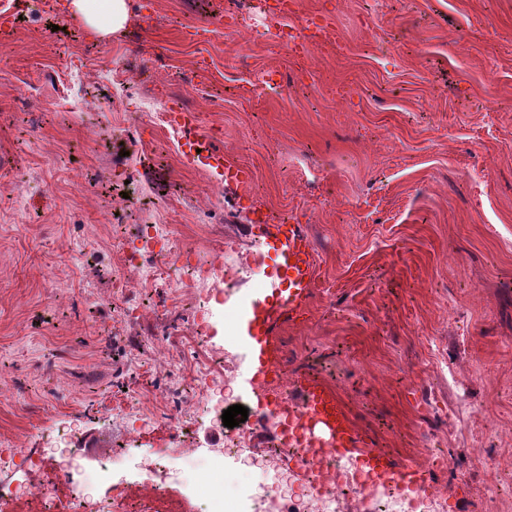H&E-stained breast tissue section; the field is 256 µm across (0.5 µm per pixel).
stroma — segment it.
Instances as JSON below:
<instances>
[{
	"label": "stroma",
	"mask_w": 512,
	"mask_h": 512,
	"mask_svg": "<svg viewBox=\"0 0 512 512\" xmlns=\"http://www.w3.org/2000/svg\"><path fill=\"white\" fill-rule=\"evenodd\" d=\"M128 4L125 28L101 34L66 0L21 23L18 0H0V443L36 453L70 426L92 465L123 433L112 408L128 383L156 412L178 409L171 371L195 367V294L171 311L172 280L148 287L124 268L115 227L174 225L209 260L228 241L259 250L243 303L273 265L253 202L293 211L319 245L316 286L277 331L292 383L320 382L370 448L414 468L427 425L408 374L443 403L456 376L476 411L437 425L450 464L430 482L452 490L449 512H485L494 485L512 493V0H296L297 19L330 29L302 57L263 36L256 4L221 31L208 23L224 0ZM72 62L105 104L95 125L52 109ZM114 66L150 72L139 96L191 103L207 88L203 145L250 185L216 190L213 168L183 163L178 134L110 104L100 75ZM263 73L293 82L255 108ZM88 244L96 262L78 257ZM136 454L125 491L139 512H197L181 486L159 500L138 484L153 458L189 456L169 426Z\"/></svg>",
	"instance_id": "35a3bbf8"
}]
</instances>
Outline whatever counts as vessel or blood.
<instances>
[{"mask_svg":"<svg viewBox=\"0 0 512 512\" xmlns=\"http://www.w3.org/2000/svg\"><path fill=\"white\" fill-rule=\"evenodd\" d=\"M209 165L218 175L232 179L239 186L247 185L251 174L239 164L213 154ZM257 222L263 223L267 246L277 264L270 274V284L262 297L245 305L239 317V330L249 347L251 376L247 381L250 393H257L274 365L280 364L282 352L277 345L275 330L279 324L292 320L315 286L316 252L314 242L302 225L292 223L270 224L264 213H257ZM297 400L311 415L314 436L335 445L336 449L351 452L366 444L364 436L356 431L341 411L337 398L314 380H301ZM370 466L377 472L397 474L412 486L427 484L428 478L410 468L396 469L385 456L372 453Z\"/></svg>","mask_w":512,"mask_h":512,"instance_id":"vessel-or-blood-1","label":"vessel or blood"}]
</instances>
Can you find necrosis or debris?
Masks as SVG:
<instances>
[{
	"label": "necrosis or debris",
	"mask_w": 512,
	"mask_h": 512,
	"mask_svg": "<svg viewBox=\"0 0 512 512\" xmlns=\"http://www.w3.org/2000/svg\"><path fill=\"white\" fill-rule=\"evenodd\" d=\"M131 240L152 253L156 262L144 268L146 282L167 278L172 270L181 273L180 287L199 288L194 309L196 324L192 341L200 354L196 372L183 377L178 386L179 410L169 423L177 432L180 447L197 445L200 421L222 416L224 391L236 383V373L224 356V344L211 334L208 322L223 313L224 306L238 291L241 279L252 268L237 245L224 248L220 263L203 260L199 253L183 244L166 224H138ZM259 405L264 423L271 429L275 447L264 454L266 463L283 467L294 489L284 492L281 483L272 480L260 496L249 495L237 487L235 495L243 512H339V503L350 500L363 512H448V493L435 487L409 488L401 479L368 471L362 452L339 453L329 447H315L307 437V410L288 395V374L279 370L263 386ZM116 413L124 422V438L96 467L84 473L81 483H72V473L80 468L84 450L71 430L53 435L45 456L19 448H0V468L13 470L17 482L0 481V512H16L19 502L34 500L40 512H129L119 475L142 433L158 424L145 398L127 390ZM248 428L226 433L218 452L187 461L177 479L200 504L199 512H228L224 486V463L241 459ZM287 456H280V449ZM56 462L57 478L70 486L68 496H59L55 488L41 481L45 457Z\"/></svg>",
	"instance_id": "1"
}]
</instances>
